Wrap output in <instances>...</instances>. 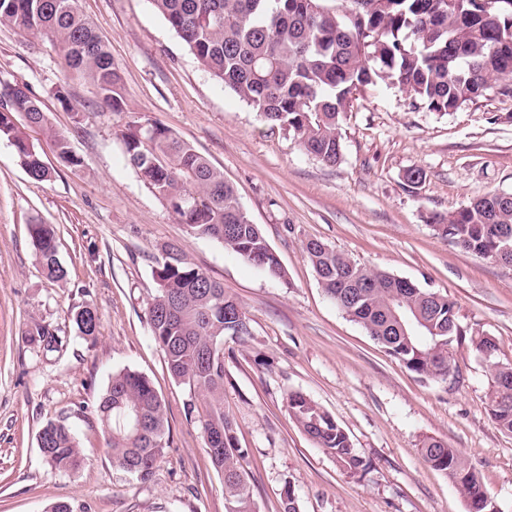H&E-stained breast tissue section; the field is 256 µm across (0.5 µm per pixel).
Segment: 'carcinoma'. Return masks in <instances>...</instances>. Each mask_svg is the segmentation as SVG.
Instances as JSON below:
<instances>
[{
    "label": "carcinoma",
    "mask_w": 512,
    "mask_h": 512,
    "mask_svg": "<svg viewBox=\"0 0 512 512\" xmlns=\"http://www.w3.org/2000/svg\"><path fill=\"white\" fill-rule=\"evenodd\" d=\"M155 10L187 44L198 63L259 116L282 130L308 155L327 165L342 159L341 122L354 92L386 83L409 94L411 105L430 112H456L487 92L512 86V7L497 18H470L474 0H151ZM0 24L55 43L66 66L90 82L114 112L126 110L122 78L112 55L78 8V0H0ZM45 130L58 157L80 163L67 139L51 129L46 113L26 89L0 87V136L13 142L28 176L48 181L52 171L18 126ZM153 133L127 129L128 161L139 178L167 199L187 234L216 240L273 276L277 255L239 203L224 173L163 125ZM437 235L479 256L512 246V193H488L448 215L431 216ZM46 277L65 279L57 258L56 226L28 225ZM326 295L352 321L410 372L436 381L456 373L448 346L463 333L448 296L404 288L399 277L368 269L318 239L303 247ZM153 271L157 284L147 318L171 377L189 390L185 415L201 430L206 452L224 483L225 512H259L243 468L233 422L224 413V335L227 314L240 304L224 285L187 261L172 244ZM80 337L96 336L98 314L89 304L74 314ZM27 342L48 352L62 340L35 323ZM480 356L493 362L489 414L512 434V364L494 362L497 344L475 336ZM290 417L346 471L363 460L344 429L300 391L287 396ZM108 437L112 465L148 480L169 447L165 402L151 381L130 369L112 374L96 408ZM40 450L57 470L81 466L72 429L48 422ZM424 461L442 472L466 498L469 512H492L481 478L457 448L429 438Z\"/></svg>",
    "instance_id": "carcinoma-1"
}]
</instances>
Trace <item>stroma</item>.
I'll return each mask as SVG.
<instances>
[{
	"label": "stroma",
	"mask_w": 512,
	"mask_h": 512,
	"mask_svg": "<svg viewBox=\"0 0 512 512\" xmlns=\"http://www.w3.org/2000/svg\"><path fill=\"white\" fill-rule=\"evenodd\" d=\"M122 77L126 111L102 103L67 72L59 48L0 24V84L25 85L81 164L62 162L41 129L26 128L52 169L31 179L0 137V512H225L223 480L200 430L186 421L187 389L151 337L153 271L170 243L224 285L249 325L224 337V410L233 422L260 512H283L292 486L299 512H467L458 488L430 468L423 440L459 449L498 512H512V434L488 412L490 366L471 344L486 334L512 363V265L438 236L429 218L476 197L512 192V99L488 95L441 115L413 108L384 83L356 93L341 123V162L306 155L280 128L225 90L155 11L151 0H78ZM65 88L67 102L55 92ZM141 118L159 122L224 173L283 274L259 271L223 244L186 234L168 202L138 177L123 141ZM426 177L408 186L404 174ZM57 228L61 282L43 274L29 224ZM318 239L362 266L447 294L466 338L458 367L426 381L390 356L324 293L303 244ZM92 305L95 340L78 338L74 312ZM38 320L66 343L57 355L27 345ZM148 377L164 398L170 446L148 482L113 467L96 407L113 372ZM299 390L348 433L363 465L344 471L290 418ZM74 431L83 464L57 471L38 433Z\"/></svg>",
	"instance_id": "obj_1"
}]
</instances>
